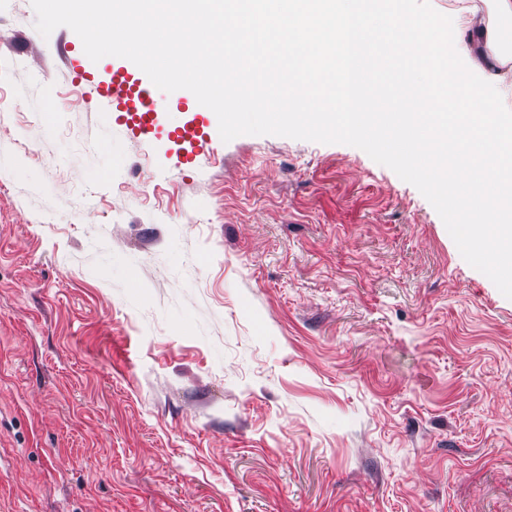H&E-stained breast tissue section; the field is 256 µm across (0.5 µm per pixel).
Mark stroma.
<instances>
[{"instance_id": "35a3bbf8", "label": "stroma", "mask_w": 512, "mask_h": 512, "mask_svg": "<svg viewBox=\"0 0 512 512\" xmlns=\"http://www.w3.org/2000/svg\"><path fill=\"white\" fill-rule=\"evenodd\" d=\"M36 9L0 0V512H512V288L448 207L294 121L105 163L56 44L98 32ZM47 82L51 150L17 134Z\"/></svg>"}]
</instances>
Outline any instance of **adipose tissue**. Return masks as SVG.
Listing matches in <instances>:
<instances>
[{
	"label": "adipose tissue",
	"instance_id": "obj_1",
	"mask_svg": "<svg viewBox=\"0 0 512 512\" xmlns=\"http://www.w3.org/2000/svg\"><path fill=\"white\" fill-rule=\"evenodd\" d=\"M492 2L487 20L478 0H458L479 28L469 46L446 27L406 25L408 0H205L204 19L233 49L218 73L239 72L236 88L256 94L258 117L286 111L339 133L402 137L415 177L451 201L472 243L512 266L497 250L512 238V111L498 98L512 75V0ZM358 31L373 41L359 46ZM405 40L426 52L411 54ZM416 66L429 70L426 85L404 80Z\"/></svg>",
	"mask_w": 512,
	"mask_h": 512
}]
</instances>
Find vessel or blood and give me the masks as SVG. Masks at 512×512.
<instances>
[{
    "label": "vessel or blood",
    "mask_w": 512,
    "mask_h": 512,
    "mask_svg": "<svg viewBox=\"0 0 512 512\" xmlns=\"http://www.w3.org/2000/svg\"><path fill=\"white\" fill-rule=\"evenodd\" d=\"M107 53L113 58L112 71L95 91L115 111L116 123L134 141L151 149L158 132H165L182 151L183 166L200 165L211 144L210 121L200 103L213 99L212 87L181 88L176 78L154 71L144 60H132L130 52L110 51L103 38L82 42L79 66L83 74H92Z\"/></svg>",
    "instance_id": "vessel-or-blood-1"
}]
</instances>
